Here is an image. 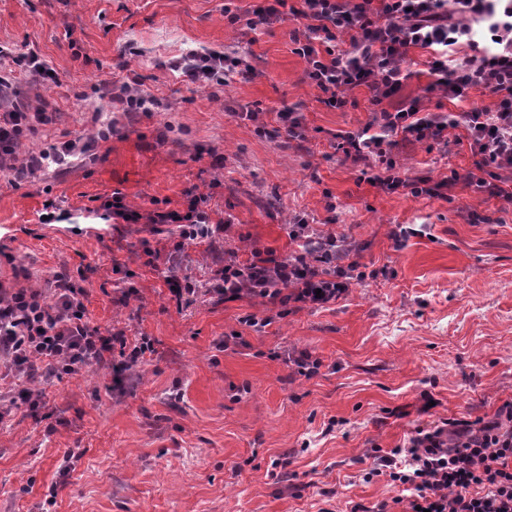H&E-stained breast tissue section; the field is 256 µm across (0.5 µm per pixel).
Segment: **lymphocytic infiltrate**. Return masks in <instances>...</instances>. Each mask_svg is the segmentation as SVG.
I'll list each match as a JSON object with an SVG mask.
<instances>
[{"mask_svg":"<svg viewBox=\"0 0 512 512\" xmlns=\"http://www.w3.org/2000/svg\"><path fill=\"white\" fill-rule=\"evenodd\" d=\"M253 13L273 23L293 16L304 19V29L292 39L306 62L305 77L319 90L326 106H346V95L368 87L374 102L394 96L407 74L403 60L410 48L431 52L430 90L452 98L466 97L478 87L496 95L494 110L474 107L440 115L423 111L419 101L377 112L369 126L342 135L338 145L360 168V180L389 193L414 197H444L449 187H477L487 197L512 203V190L501 184V172L512 170V0H260ZM349 37V46L335 48L337 34ZM471 53L460 56L461 48ZM14 70H0V174L17 184L34 178L52 165H67L69 157L86 153L90 145L67 140L19 154L22 141L49 124L45 108L32 107L18 87L19 75L55 81L54 71L37 55L15 59ZM239 60L215 50L190 49L170 60L169 67L186 81L223 84L226 70ZM111 102L134 114L149 112L159 102L141 87L138 77L113 81L106 90ZM463 129L478 161L475 171L452 172L449 179L402 173L391 156L399 143L433 141L447 144L448 132ZM206 197L187 191L185 210H155L154 231L170 228L180 241L212 236L214 229L204 209ZM309 222L295 216L288 226L298 251L279 259L273 250L252 249L247 262L227 251L211 275L210 293L221 301L245 295L283 302L296 308L317 309L336 302L349 289L356 263L325 272L328 248H305ZM288 295H281V287ZM85 292L70 280L55 279V300L47 302L36 288L0 289V362L20 388L0 391V400L25 404L37 411L40 392L30 389L36 369L50 368L59 376L104 364L115 383L153 349L144 337L122 359L114 347L125 344L122 333L103 334L85 316ZM500 419L440 421L416 429L407 446L377 456L370 476H388L400 495L376 508L355 505L352 512H512V402Z\"/></svg>","mask_w":512,"mask_h":512,"instance_id":"lymphocytic-infiltrate-1","label":"lymphocytic infiltrate"}]
</instances>
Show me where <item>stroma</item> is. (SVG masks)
I'll return each mask as SVG.
<instances>
[{"instance_id":"35a3bbf8","label":"stroma","mask_w":512,"mask_h":512,"mask_svg":"<svg viewBox=\"0 0 512 512\" xmlns=\"http://www.w3.org/2000/svg\"><path fill=\"white\" fill-rule=\"evenodd\" d=\"M255 3L0 0V46L36 52L58 77L22 87L32 105L55 109L22 150L93 144L63 172L0 178V285L45 289L68 275L92 326L154 342L121 388L110 389L105 365L36 383L37 413L0 424V512H351L400 493L387 476L366 479L376 453L442 419L495 420L512 402V207L473 186L441 199L359 181L336 136L390 101L374 104L362 86L346 107H326L290 40L303 20L229 24L225 8ZM201 48L244 59L253 76L214 93L169 69ZM429 59L409 49L398 99L428 112L494 109L480 88L462 99L426 93ZM125 66L162 110L131 118L101 97ZM285 108L305 140L288 139ZM393 156L435 181L475 161L462 133L448 148L406 144ZM193 186L212 222L233 224L179 252L174 235L113 221L104 207L118 191L144 215L181 210ZM49 200L55 221L43 224ZM294 214L351 244L364 279L335 303L284 317L258 298L207 293L225 248L242 261L255 246L292 254ZM147 247L157 267L144 265ZM171 271L197 288L180 304L165 284ZM304 350L321 363L310 379L293 363Z\"/></svg>"}]
</instances>
